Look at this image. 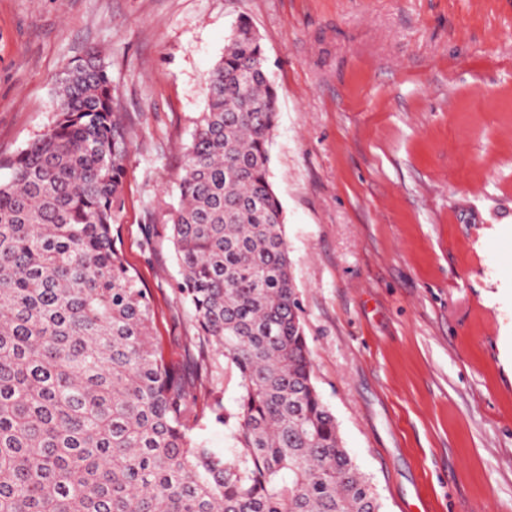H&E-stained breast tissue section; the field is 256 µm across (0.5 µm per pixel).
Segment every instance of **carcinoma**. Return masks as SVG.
<instances>
[{
    "mask_svg": "<svg viewBox=\"0 0 512 512\" xmlns=\"http://www.w3.org/2000/svg\"><path fill=\"white\" fill-rule=\"evenodd\" d=\"M53 124L0 159V512H381L313 377L279 199L278 90L241 19L207 76L169 231L198 342L166 359L153 299L113 230L129 144L95 52L58 78ZM225 358L237 410L206 407L235 447L194 436L198 373Z\"/></svg>",
    "mask_w": 512,
    "mask_h": 512,
    "instance_id": "carcinoma-1",
    "label": "carcinoma"
}]
</instances>
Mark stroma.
I'll list each match as a JSON object with an SVG mask.
<instances>
[{"label":"stroma","instance_id":"35a3bbf8","mask_svg":"<svg viewBox=\"0 0 512 512\" xmlns=\"http://www.w3.org/2000/svg\"><path fill=\"white\" fill-rule=\"evenodd\" d=\"M278 88L269 175L314 381L382 512H512V0H0V157L103 54L131 140L118 246L165 352L196 340L167 231L239 19Z\"/></svg>","mask_w":512,"mask_h":512}]
</instances>
